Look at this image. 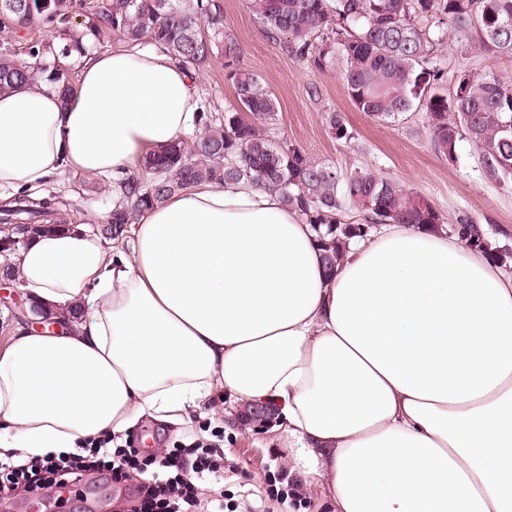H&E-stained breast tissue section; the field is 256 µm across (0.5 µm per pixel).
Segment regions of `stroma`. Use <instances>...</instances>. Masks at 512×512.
I'll return each instance as SVG.
<instances>
[{
	"mask_svg": "<svg viewBox=\"0 0 512 512\" xmlns=\"http://www.w3.org/2000/svg\"><path fill=\"white\" fill-rule=\"evenodd\" d=\"M221 3L224 30L239 45L238 66L260 75L278 100V121L263 128L269 139L293 144L310 158L340 169L378 171L428 199L441 215L445 230L469 219L482 225L492 245L512 250V191L484 174L468 141L458 142L457 160L451 163L435 151L422 113H407L396 123L370 119L351 105L340 66L316 69L269 41L249 0ZM440 60L445 71L489 73L512 85V58L482 51L472 42L449 43ZM196 82L199 97L210 101L215 114L235 105L222 55H215L207 69L197 72ZM331 112L344 113L350 141L336 140L330 134L326 117ZM54 188L64 199L80 200L82 220L89 225L100 221L112 196L109 185L78 173L64 177ZM28 305L18 282L0 279V346L11 341L23 321L21 310ZM224 451L239 470L224 484L231 495L243 487L264 490L270 465L287 470L300 464L302 457L301 449L289 447L287 433L275 423L261 431L235 426L233 434L224 439ZM134 491L131 485L116 491L92 475L74 492L55 487L37 497L12 495L0 501V512H128Z\"/></svg>",
	"mask_w": 512,
	"mask_h": 512,
	"instance_id": "35a3bbf8",
	"label": "stroma"
}]
</instances>
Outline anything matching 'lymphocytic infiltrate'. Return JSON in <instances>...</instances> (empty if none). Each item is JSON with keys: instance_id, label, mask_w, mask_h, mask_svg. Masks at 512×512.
<instances>
[{"instance_id": "1", "label": "lymphocytic infiltrate", "mask_w": 512, "mask_h": 512, "mask_svg": "<svg viewBox=\"0 0 512 512\" xmlns=\"http://www.w3.org/2000/svg\"><path fill=\"white\" fill-rule=\"evenodd\" d=\"M93 474L115 485L139 478L133 512H269L272 502L289 507L290 512H309L311 507L298 483L281 469L270 477L265 497L225 496L220 487L224 453L218 444L195 433L160 455L106 435L71 452L0 463V499L17 490L50 489L64 477L78 482Z\"/></svg>"}]
</instances>
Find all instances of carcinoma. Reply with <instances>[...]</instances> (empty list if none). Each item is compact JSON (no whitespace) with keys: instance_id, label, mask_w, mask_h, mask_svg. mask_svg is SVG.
Segmentation results:
<instances>
[{"instance_id":"cac0c4a2","label":"carcinoma","mask_w":512,"mask_h":512,"mask_svg":"<svg viewBox=\"0 0 512 512\" xmlns=\"http://www.w3.org/2000/svg\"><path fill=\"white\" fill-rule=\"evenodd\" d=\"M250 5L266 36L287 53L317 68L342 64L357 111L379 122L423 112L438 153L453 162L458 142L466 139L484 173L512 190V85L460 69L447 94L436 64L449 34L512 57V0H250ZM78 15L83 20H75ZM33 23L65 25L68 38L59 51L35 42L29 60L21 61L7 34ZM0 33V94L42 78L64 99L76 91L72 72L46 60L73 50L89 52L88 33L100 42L116 36L160 46L192 72L210 66L215 48H221L238 107L219 117L201 102L197 130L144 157L142 174L124 179L122 196L99 221L98 232L109 240L127 238L141 214L188 188L239 181L275 192L303 212L318 233L321 260L330 273L350 241L376 224H443L427 199L389 177L322 164L294 145L267 138L260 124L276 120L278 101L256 74L237 66V43L224 34L218 0H106L101 6L83 0H0ZM327 124L336 140L352 138L342 113H328ZM346 210L362 212L365 222H343ZM78 223L60 194L16 192L0 200V253ZM458 226L468 248L501 266L512 257L491 245L475 222L463 219Z\"/></svg>"}]
</instances>
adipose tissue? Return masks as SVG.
Listing matches in <instances>:
<instances>
[{
    "label": "adipose tissue",
    "mask_w": 512,
    "mask_h": 512,
    "mask_svg": "<svg viewBox=\"0 0 512 512\" xmlns=\"http://www.w3.org/2000/svg\"><path fill=\"white\" fill-rule=\"evenodd\" d=\"M199 106L160 48L91 54L69 99L0 95V191L120 182ZM10 263L63 320L0 348V456L178 423L226 395L275 407L331 512H512V276L458 234L385 224L329 276L278 194L203 184L127 245L69 225Z\"/></svg>",
    "instance_id": "1"
}]
</instances>
